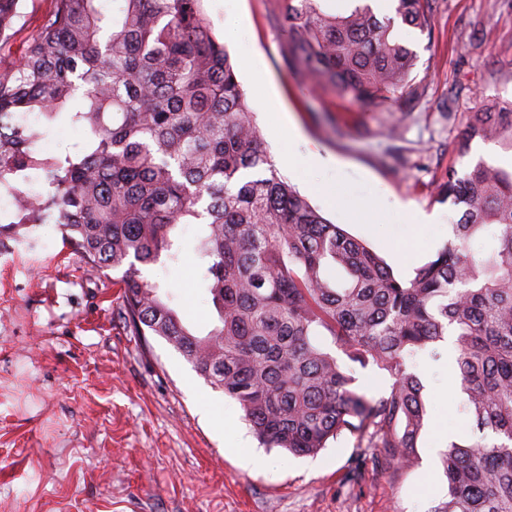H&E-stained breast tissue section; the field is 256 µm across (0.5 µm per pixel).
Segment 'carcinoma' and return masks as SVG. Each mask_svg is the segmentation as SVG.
<instances>
[{
	"instance_id": "obj_1",
	"label": "carcinoma",
	"mask_w": 512,
	"mask_h": 512,
	"mask_svg": "<svg viewBox=\"0 0 512 512\" xmlns=\"http://www.w3.org/2000/svg\"><path fill=\"white\" fill-rule=\"evenodd\" d=\"M101 2L52 0L0 69V189L15 196V223L58 224L88 265L121 272L133 332L166 340L263 445L296 456L351 436L388 466L414 465L428 411L409 360L437 361L450 340L472 428L448 442V500L433 512H512V167L448 168L438 196L458 212L454 238L398 278L278 175L205 0H112L110 14ZM322 2L275 0L289 74L373 112L421 94L396 29L429 30V0H391L382 18L365 0L337 15ZM19 19L20 0H0V42ZM61 124L82 128L83 146L37 150ZM477 138L512 152V107L474 113L454 151ZM30 172L42 191L21 187ZM186 224L217 315L205 334L143 274L179 263ZM356 365L389 391L368 396Z\"/></svg>"
}]
</instances>
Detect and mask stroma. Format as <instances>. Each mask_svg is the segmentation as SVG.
I'll return each mask as SVG.
<instances>
[{"instance_id":"stroma-1","label":"stroma","mask_w":512,"mask_h":512,"mask_svg":"<svg viewBox=\"0 0 512 512\" xmlns=\"http://www.w3.org/2000/svg\"><path fill=\"white\" fill-rule=\"evenodd\" d=\"M0 47L16 61L51 0H22ZM274 0H205L264 146L285 177L331 223L362 241L399 278L447 243L457 218L436 184L457 161L453 143L480 106L512 100V0H429L432 28L401 27L417 55L422 97L403 102L401 133L383 116L322 96L283 66L286 36ZM301 137L289 142L288 127ZM196 225L178 266L145 276L172 293L184 322L216 318L200 285ZM426 366L429 418L408 470L341 437L313 457L262 447L242 412L164 339L141 340L123 318L111 272L66 247L59 225L0 237V512H432L447 497L443 453L466 423L448 389L455 355ZM265 464L252 468L246 456Z\"/></svg>"}]
</instances>
